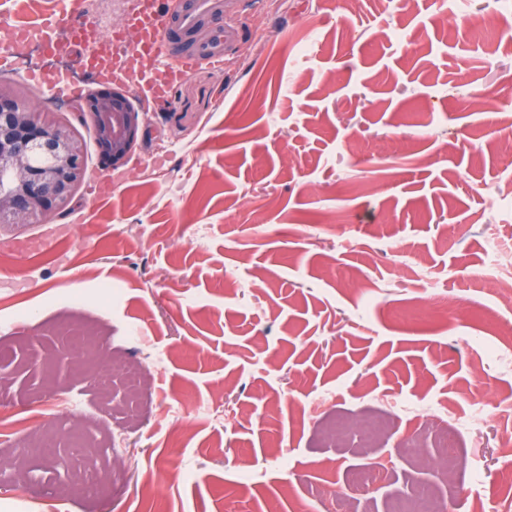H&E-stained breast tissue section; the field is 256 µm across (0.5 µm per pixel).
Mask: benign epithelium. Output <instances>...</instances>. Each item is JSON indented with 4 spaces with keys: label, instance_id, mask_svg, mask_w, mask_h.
<instances>
[{
    "label": "benign epithelium",
    "instance_id": "obj_1",
    "mask_svg": "<svg viewBox=\"0 0 512 512\" xmlns=\"http://www.w3.org/2000/svg\"><path fill=\"white\" fill-rule=\"evenodd\" d=\"M82 112L109 166L133 153L146 116L123 88L91 91ZM82 140L66 123L31 109L14 83L0 80V224L48 223L86 176Z\"/></svg>",
    "mask_w": 512,
    "mask_h": 512
}]
</instances>
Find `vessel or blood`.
<instances>
[{
    "instance_id": "obj_1",
    "label": "vessel or blood",
    "mask_w": 512,
    "mask_h": 512,
    "mask_svg": "<svg viewBox=\"0 0 512 512\" xmlns=\"http://www.w3.org/2000/svg\"><path fill=\"white\" fill-rule=\"evenodd\" d=\"M220 14V0H179L171 10L165 9L163 0H141L140 12L127 21L138 35L137 53L150 67L146 78L131 88L136 101H162L189 69L224 63L230 45L239 36L235 26L223 25L201 46L185 44L202 21L218 20ZM30 82L46 87L56 97L78 100L84 94L81 85L63 75L49 81L34 75Z\"/></svg>"
}]
</instances>
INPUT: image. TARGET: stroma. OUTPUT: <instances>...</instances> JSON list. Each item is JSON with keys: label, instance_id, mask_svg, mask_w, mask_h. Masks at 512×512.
I'll return each mask as SVG.
<instances>
[{"label": "stroma", "instance_id": "35a3bbf8", "mask_svg": "<svg viewBox=\"0 0 512 512\" xmlns=\"http://www.w3.org/2000/svg\"><path fill=\"white\" fill-rule=\"evenodd\" d=\"M500 5L221 0L242 31L229 61L189 70L113 170L70 102L28 75L62 66L98 88L68 32L86 15L111 29L127 0L68 13L53 0L48 15L0 0L1 16L62 42L11 80L74 125L87 168L56 218L70 236L24 251L44 224H0V512H332L363 463L384 512L410 481L445 486L395 449L448 418L470 461L452 512H512V302L486 271L512 245V41L457 28ZM85 319L103 359L145 367L134 415L60 361L50 327ZM382 407L384 447L319 444L327 413ZM75 414L116 438L107 463L22 452L31 429ZM81 468L105 494H58Z\"/></svg>", "mask_w": 512, "mask_h": 512}]
</instances>
